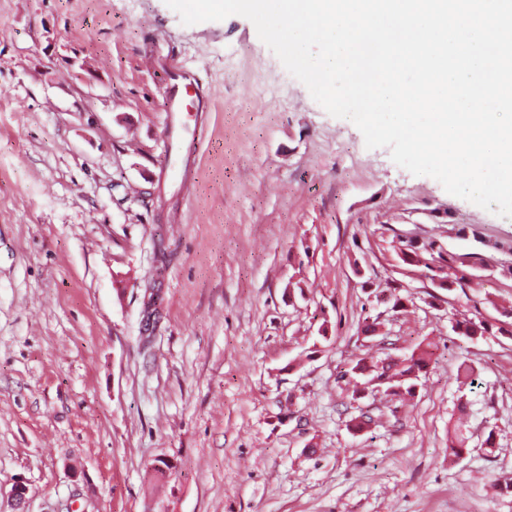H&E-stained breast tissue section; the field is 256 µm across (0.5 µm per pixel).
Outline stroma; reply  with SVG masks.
Segmentation results:
<instances>
[{
  "mask_svg": "<svg viewBox=\"0 0 512 512\" xmlns=\"http://www.w3.org/2000/svg\"><path fill=\"white\" fill-rule=\"evenodd\" d=\"M175 60L202 85L177 124L209 127L173 157ZM1 97L0 512H512L489 487L512 478V336L448 323L497 317L512 276L436 290L396 255L432 237L499 260L512 218L366 148L240 15L0 0ZM381 291L414 305L394 314ZM367 316L379 335L359 333ZM424 339L416 396L354 399L352 359ZM465 357L477 384L461 389ZM363 410L374 424L349 432ZM449 319L451 331L467 340L473 341L491 334L493 325L485 320L474 319L465 315L458 316L457 314H453Z\"/></svg>",
  "mask_w": 512,
  "mask_h": 512,
  "instance_id": "1",
  "label": "stroma"
}]
</instances>
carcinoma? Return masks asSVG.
I'll list each match as a JSON object with an SVG mask.
<instances>
[{"label":"carcinoma","mask_w":512,"mask_h":512,"mask_svg":"<svg viewBox=\"0 0 512 512\" xmlns=\"http://www.w3.org/2000/svg\"><path fill=\"white\" fill-rule=\"evenodd\" d=\"M403 264L424 268L433 287L450 290L454 285L467 279L462 270L488 271L493 268L483 253L474 251L465 254H450L436 240L428 238L422 242L409 239L399 248ZM451 331L473 341L491 334L492 325L482 319L465 315L450 318ZM435 356L434 345L420 341L412 353L403 358L387 357L368 363L358 357L352 361L347 374L363 376L371 386L385 395L407 394L413 396L419 390L420 374L427 372Z\"/></svg>","instance_id":"1"}]
</instances>
